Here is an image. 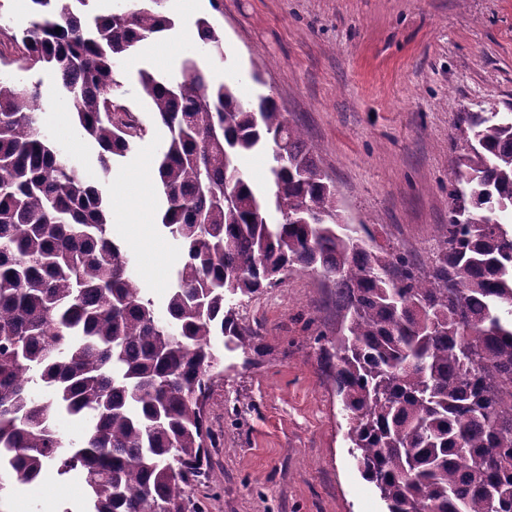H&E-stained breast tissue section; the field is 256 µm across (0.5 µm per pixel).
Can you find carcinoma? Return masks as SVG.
<instances>
[{"mask_svg":"<svg viewBox=\"0 0 512 512\" xmlns=\"http://www.w3.org/2000/svg\"><path fill=\"white\" fill-rule=\"evenodd\" d=\"M0 64L53 79L82 133L112 161L145 129L110 96L114 61L175 28L164 0H29ZM61 28L55 32V28ZM196 32L211 57L224 32ZM167 137L156 159L164 232L181 260L166 317L111 235L103 186L59 157L42 132L43 82L0 77V493L80 469V512H197L205 400L217 346L264 339L241 325L249 299L281 276L313 272L340 313L336 393L351 455L388 512H512V112H467L448 223L428 271L350 224L336 187L272 97L244 100L193 58L175 76L139 72ZM270 152L266 190L240 155ZM50 389L46 398L34 386ZM85 421L65 441L62 416Z\"/></svg>","mask_w":512,"mask_h":512,"instance_id":"obj_1","label":"carcinoma"}]
</instances>
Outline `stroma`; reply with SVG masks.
<instances>
[{
  "label": "stroma",
  "mask_w": 512,
  "mask_h": 512,
  "mask_svg": "<svg viewBox=\"0 0 512 512\" xmlns=\"http://www.w3.org/2000/svg\"><path fill=\"white\" fill-rule=\"evenodd\" d=\"M163 9L176 21L161 37L167 58L136 53L114 65L112 98L146 134L114 159L105 185L111 232L157 310L179 254L158 225L164 200L154 184L127 179L154 168L166 137L138 72L174 74L187 57L246 97L272 95L320 159L347 220L430 261L434 229L448 221L463 114L512 112V0H223L219 15L210 0H165ZM210 16L224 31L220 59L182 44ZM42 109L44 133L98 180V147L76 128L62 93L49 92ZM237 307L263 339L253 353L224 354L206 405L211 476L194 482V501L203 512H387L345 438L325 360L338 321L330 290L298 271ZM87 496L81 472L60 477L50 468L40 483L1 495L0 512H79Z\"/></svg>",
  "instance_id": "35a3bbf8"
}]
</instances>
